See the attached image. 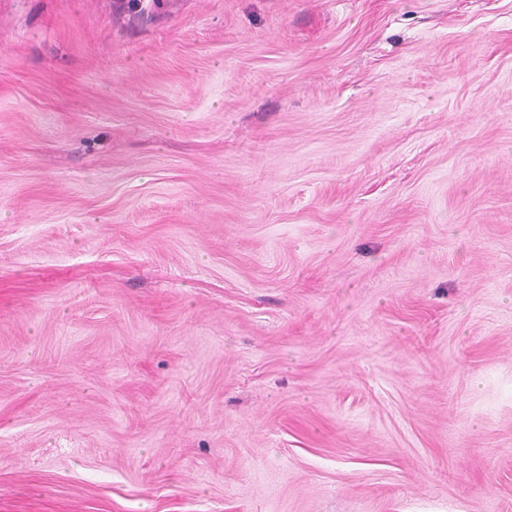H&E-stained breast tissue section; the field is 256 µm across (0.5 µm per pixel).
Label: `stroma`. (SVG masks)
I'll list each match as a JSON object with an SVG mask.
<instances>
[{
    "label": "stroma",
    "instance_id": "obj_1",
    "mask_svg": "<svg viewBox=\"0 0 512 512\" xmlns=\"http://www.w3.org/2000/svg\"><path fill=\"white\" fill-rule=\"evenodd\" d=\"M0 512H512V0H0Z\"/></svg>",
    "mask_w": 512,
    "mask_h": 512
}]
</instances>
